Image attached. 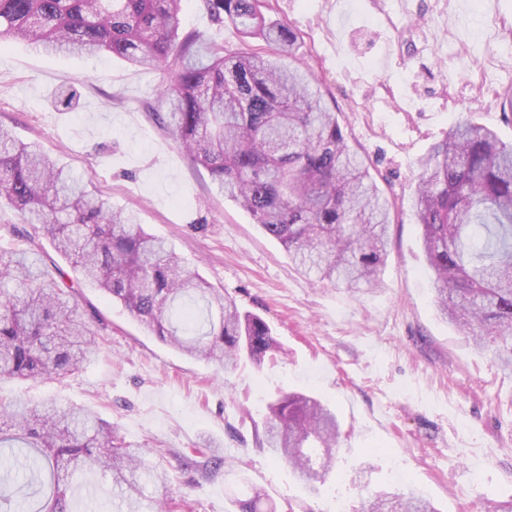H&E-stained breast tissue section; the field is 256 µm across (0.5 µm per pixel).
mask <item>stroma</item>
Here are the masks:
<instances>
[{
  "label": "stroma",
  "instance_id": "1",
  "mask_svg": "<svg viewBox=\"0 0 512 512\" xmlns=\"http://www.w3.org/2000/svg\"><path fill=\"white\" fill-rule=\"evenodd\" d=\"M262 4L266 17L298 31V56L392 204L382 287L355 293L298 270L224 198L155 119L168 71L11 40L0 45V125L91 178L114 209L135 213L186 268L263 318L288 356L218 369L83 281L79 304L97 311L104 344L65 380H0V398L93 409L169 473L167 488H145L163 512H230L248 482L276 512H330L338 496L360 512L379 493L412 490L438 512H512V369L437 312L414 206L423 159L460 115L512 140L499 100L512 88V0ZM179 32L241 45L201 0H184ZM62 91L75 93V109L57 106ZM292 391L326 399L344 431L315 494L256 436L267 403ZM204 447L225 466L213 469ZM71 484L72 512H119L110 477L78 472Z\"/></svg>",
  "mask_w": 512,
  "mask_h": 512
}]
</instances>
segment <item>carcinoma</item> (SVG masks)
Listing matches in <instances>:
<instances>
[{
	"label": "carcinoma",
	"mask_w": 512,
	"mask_h": 512,
	"mask_svg": "<svg viewBox=\"0 0 512 512\" xmlns=\"http://www.w3.org/2000/svg\"><path fill=\"white\" fill-rule=\"evenodd\" d=\"M183 0H0V43L22 39L49 54L116 55L166 69L158 90L169 108L157 120L224 196L278 240L295 265L349 289L378 286L392 206L367 161L351 150L318 81L296 59L298 35L268 21L260 0H203L242 47L179 36ZM258 45L250 44V41ZM0 205L48 237L79 276L121 304L150 333L190 356L260 365L283 348L259 316L242 312L132 214L112 210L90 183L71 176L36 144L0 127ZM417 224L435 274V307L480 350L512 365V142L462 118L423 164ZM77 287L26 249L0 250V379H59L96 349ZM262 444L311 490L326 483L339 452V424L323 402L284 393L267 405ZM15 448L22 478L50 474L38 504L0 489V512H70L69 479L83 470L111 477L126 512H144L143 486L166 482L145 453L124 446L88 408L0 402V449ZM249 487L238 512H263ZM365 512H437L425 497L383 492Z\"/></svg>",
	"instance_id": "obj_1"
}]
</instances>
